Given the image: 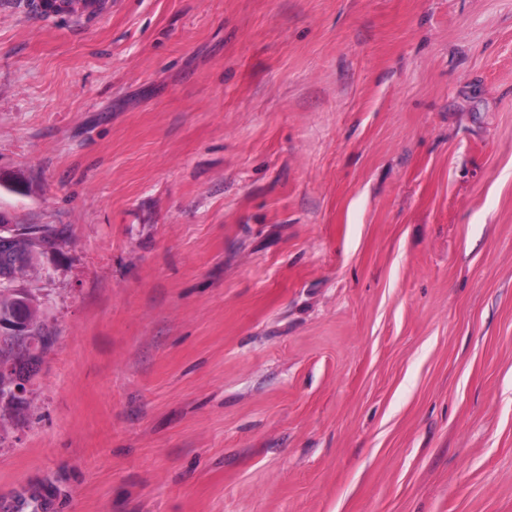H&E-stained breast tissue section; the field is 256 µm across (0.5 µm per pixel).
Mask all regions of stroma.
Segmentation results:
<instances>
[{
	"label": "stroma",
	"instance_id": "stroma-1",
	"mask_svg": "<svg viewBox=\"0 0 512 512\" xmlns=\"http://www.w3.org/2000/svg\"><path fill=\"white\" fill-rule=\"evenodd\" d=\"M0 213V512H512V0H0ZM16 254L23 261L34 258L33 248L25 241H18L2 248L0 244V323L12 324L13 320L24 323L25 332L16 335L9 325L0 328V359L12 361L10 364L0 362V374L7 376L10 372L21 382L30 372L32 361L36 359L35 350H44L51 344V336L45 334L38 324V309L22 291L16 289L14 282L5 286L2 280H13L15 274Z\"/></svg>",
	"mask_w": 512,
	"mask_h": 512
}]
</instances>
